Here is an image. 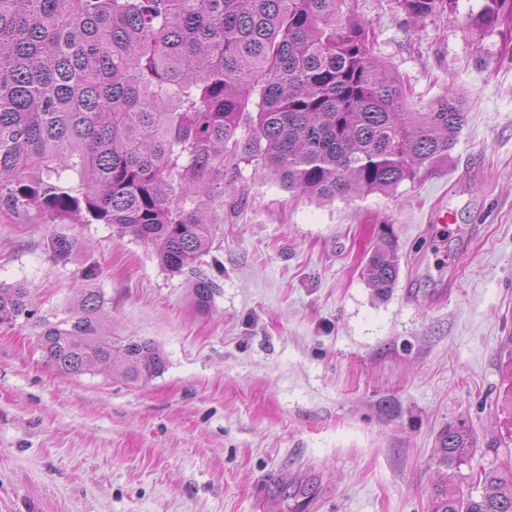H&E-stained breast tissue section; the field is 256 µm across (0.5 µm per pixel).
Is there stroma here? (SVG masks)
Listing matches in <instances>:
<instances>
[{"label": "stroma", "instance_id": "35a3bbf8", "mask_svg": "<svg viewBox=\"0 0 512 512\" xmlns=\"http://www.w3.org/2000/svg\"><path fill=\"white\" fill-rule=\"evenodd\" d=\"M350 3L413 100L455 91L467 123L389 193L320 202L240 162L194 264L217 284L207 309L147 241L0 206V284L36 308L0 326V512H429L445 427L477 439L463 476L512 461V29L410 31L395 0ZM386 230L399 275L381 294L365 265ZM85 287L113 346L154 343L163 373L45 362L44 326Z\"/></svg>", "mask_w": 512, "mask_h": 512}]
</instances>
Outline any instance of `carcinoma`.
<instances>
[{
    "label": "carcinoma",
    "mask_w": 512,
    "mask_h": 512,
    "mask_svg": "<svg viewBox=\"0 0 512 512\" xmlns=\"http://www.w3.org/2000/svg\"><path fill=\"white\" fill-rule=\"evenodd\" d=\"M396 2L415 28L456 21V0ZM509 18L512 0H482L466 21L488 33ZM376 45L349 0H0V201L60 224H111L182 273L208 252V203L224 200L241 159L319 200L393 191L448 157L467 112L452 90L411 103ZM74 248L65 234L51 243L61 259ZM366 272L381 291L395 284L390 235ZM215 291L191 280L200 309ZM78 302L39 337L62 375L165 370L149 341L112 347L98 290L80 289ZM35 313L29 288L0 284V326ZM475 453L465 426L442 432L431 512H512V464L481 468L465 488L453 481Z\"/></svg>",
    "instance_id": "cac0c4a2"
}]
</instances>
